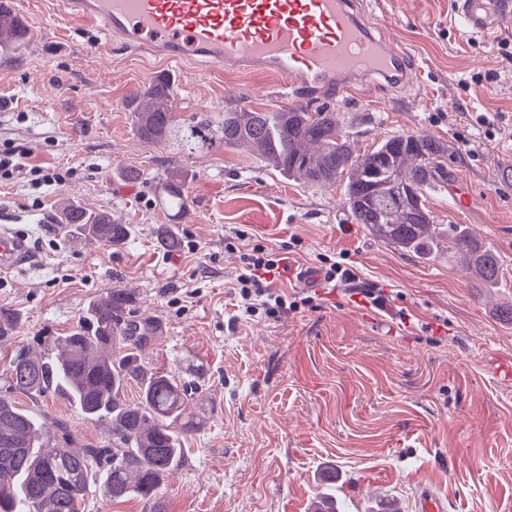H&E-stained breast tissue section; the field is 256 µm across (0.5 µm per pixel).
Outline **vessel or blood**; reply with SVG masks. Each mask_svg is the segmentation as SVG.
Here are the masks:
<instances>
[{
	"label": "vessel or blood",
	"mask_w": 512,
	"mask_h": 512,
	"mask_svg": "<svg viewBox=\"0 0 512 512\" xmlns=\"http://www.w3.org/2000/svg\"><path fill=\"white\" fill-rule=\"evenodd\" d=\"M57 7L130 51L282 76L288 100L333 99L366 79L410 77L402 45L380 41L353 0H58ZM454 18L491 34L512 19V0H455ZM29 258L24 235L0 232L1 270Z\"/></svg>",
	"instance_id": "obj_1"
}]
</instances>
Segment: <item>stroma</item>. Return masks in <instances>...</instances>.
<instances>
[{
	"instance_id": "35a3bbf8",
	"label": "stroma",
	"mask_w": 512,
	"mask_h": 512,
	"mask_svg": "<svg viewBox=\"0 0 512 512\" xmlns=\"http://www.w3.org/2000/svg\"><path fill=\"white\" fill-rule=\"evenodd\" d=\"M360 2L377 36L407 48L412 76L326 106L354 152L403 133L447 147L427 204L437 223L467 225L498 253L497 284L447 255L384 244L352 223L343 184L303 185L238 147L187 156L141 143L123 107L164 73L177 88V123L201 112L219 121L240 103L285 107L280 77L159 62L65 19L55 0L15 7L38 24L18 49L0 48V151L67 178L39 190L20 176L0 181V227L25 235L32 255L0 273V306L22 316L0 346V370L17 348L67 335L94 296L134 291L138 318L160 327L143 360L208 401L162 488L167 512H309L327 471L342 512H384L390 500L418 512L425 490L446 512H512V324L500 317L512 304V26L493 38L458 27L455 0ZM173 163L188 172L192 201L176 225L154 200L155 179ZM130 167L141 179H121ZM64 196L131 225L128 243L59 232ZM166 227L177 240L168 248ZM256 244L286 256L290 274L274 282L286 293L302 290L297 275L320 254L352 268L356 286L312 287L305 307L246 315L233 284L244 247ZM371 286L385 308L365 301ZM34 408L46 423L66 422L77 443L111 441L60 397Z\"/></svg>"
}]
</instances>
